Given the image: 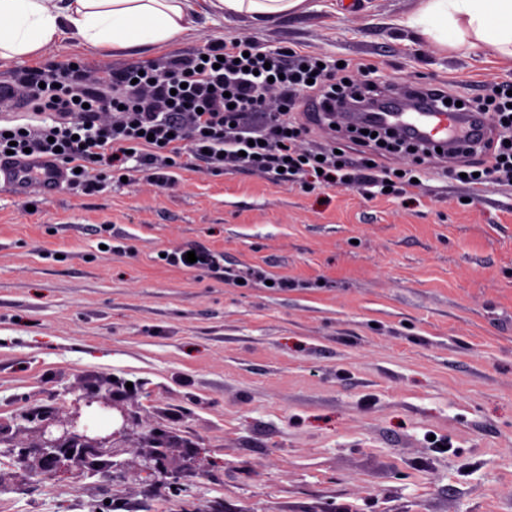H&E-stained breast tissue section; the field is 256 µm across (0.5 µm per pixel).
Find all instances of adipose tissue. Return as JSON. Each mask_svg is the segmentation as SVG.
<instances>
[{"instance_id":"obj_1","label":"adipose tissue","mask_w":512,"mask_h":512,"mask_svg":"<svg viewBox=\"0 0 512 512\" xmlns=\"http://www.w3.org/2000/svg\"><path fill=\"white\" fill-rule=\"evenodd\" d=\"M305 8L306 0H0V58L32 55L69 33L92 46L167 43L204 9L270 24ZM398 24L438 47L481 45L512 62V0H418Z\"/></svg>"}]
</instances>
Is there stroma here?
Wrapping results in <instances>:
<instances>
[{"label": "stroma", "mask_w": 512, "mask_h": 512, "mask_svg": "<svg viewBox=\"0 0 512 512\" xmlns=\"http://www.w3.org/2000/svg\"><path fill=\"white\" fill-rule=\"evenodd\" d=\"M416 0H308L273 25L199 18L130 50L67 38L0 58V82L68 60L188 57L245 35L376 65L382 90L439 81L469 99L512 81L478 47L409 42ZM429 158L413 199L265 175L173 169L52 198L0 190V420L64 410L103 376L139 431L164 427L207 464L168 474L26 473L0 447L5 512H512V185L475 192ZM207 248L237 284L159 261Z\"/></svg>", "instance_id": "35a3bbf8"}]
</instances>
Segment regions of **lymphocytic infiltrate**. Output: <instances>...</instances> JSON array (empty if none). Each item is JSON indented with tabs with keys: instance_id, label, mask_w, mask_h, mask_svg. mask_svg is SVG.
<instances>
[{
	"instance_id": "obj_1",
	"label": "lymphocytic infiltrate",
	"mask_w": 512,
	"mask_h": 512,
	"mask_svg": "<svg viewBox=\"0 0 512 512\" xmlns=\"http://www.w3.org/2000/svg\"><path fill=\"white\" fill-rule=\"evenodd\" d=\"M111 91L86 78L83 68L61 64L33 69L14 85L15 96L40 122L0 126V156L6 151L57 155L86 192L100 191L108 176L137 172L165 185L171 168L205 164L208 169L245 168L274 181L345 185L361 191L391 188L413 192V170H390L334 150L301 147L307 129L285 122L266 108L276 88L284 109L300 108L301 96L318 99L332 113L348 99H381L377 84L345 82L337 63L296 49L260 50L249 39L214 40L204 53L170 58L144 67L110 71ZM492 113L495 136L483 145L486 161L465 179L471 187L512 182V97L500 91L471 103Z\"/></svg>"
}]
</instances>
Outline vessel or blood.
<instances>
[{"instance_id": "vessel-or-blood-1", "label": "vessel or blood", "mask_w": 512, "mask_h": 512, "mask_svg": "<svg viewBox=\"0 0 512 512\" xmlns=\"http://www.w3.org/2000/svg\"><path fill=\"white\" fill-rule=\"evenodd\" d=\"M337 122L353 121L378 128L395 127L401 138L429 148H441L443 154H456L460 143L479 141L490 134L480 114L441 110L425 95L423 88L405 87L388 96L380 110L357 113L340 112ZM67 181L65 167L43 155L1 159L0 189L17 195L55 196Z\"/></svg>"}]
</instances>
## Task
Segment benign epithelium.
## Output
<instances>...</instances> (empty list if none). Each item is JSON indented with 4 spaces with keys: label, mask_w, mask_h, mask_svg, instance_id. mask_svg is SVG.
I'll list each match as a JSON object with an SVG mask.
<instances>
[{
    "label": "benign epithelium",
    "mask_w": 512,
    "mask_h": 512,
    "mask_svg": "<svg viewBox=\"0 0 512 512\" xmlns=\"http://www.w3.org/2000/svg\"><path fill=\"white\" fill-rule=\"evenodd\" d=\"M24 421L32 424L29 431L34 434L33 442L16 444L21 428L0 422V446L18 452L26 470L52 468L61 472L75 467L92 476L127 469L129 462L119 456L136 447L134 428L140 426L136 412L114 390L109 376L85 388L69 410H31ZM146 443L149 451L142 455L145 465L141 470L179 477L181 467L173 459L174 449L189 448L191 444L161 427L153 428Z\"/></svg>",
    "instance_id": "1"
}]
</instances>
